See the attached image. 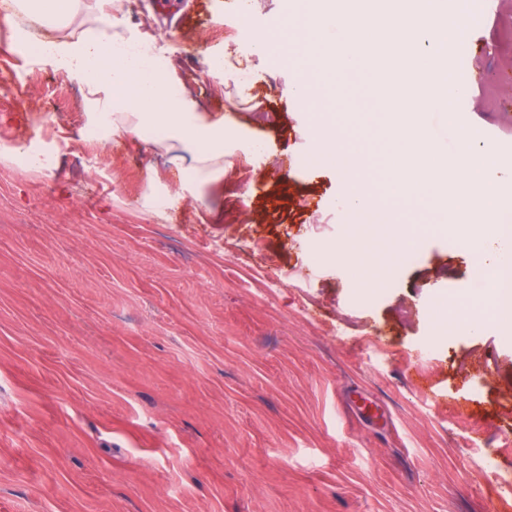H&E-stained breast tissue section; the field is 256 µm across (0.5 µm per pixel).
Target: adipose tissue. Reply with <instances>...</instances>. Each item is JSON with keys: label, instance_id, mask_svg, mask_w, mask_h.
Wrapping results in <instances>:
<instances>
[{"label": "adipose tissue", "instance_id": "obj_1", "mask_svg": "<svg viewBox=\"0 0 512 512\" xmlns=\"http://www.w3.org/2000/svg\"><path fill=\"white\" fill-rule=\"evenodd\" d=\"M96 11L93 30L63 34L41 46V63L86 78L95 110L113 118V136H137L145 126L162 125L168 131L162 150L177 162L191 158L194 188L219 182L223 123L211 120L173 74L161 73L156 36L128 29L119 0H96Z\"/></svg>", "mask_w": 512, "mask_h": 512}]
</instances>
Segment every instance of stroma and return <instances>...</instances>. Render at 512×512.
Returning a JSON list of instances; mask_svg holds the SVG:
<instances>
[{
    "instance_id": "1",
    "label": "stroma",
    "mask_w": 512,
    "mask_h": 512,
    "mask_svg": "<svg viewBox=\"0 0 512 512\" xmlns=\"http://www.w3.org/2000/svg\"><path fill=\"white\" fill-rule=\"evenodd\" d=\"M159 2L126 25L164 34L236 134L201 202L153 143L85 142L86 94L16 54L0 7V135L77 148L49 171L0 157V512H512V335L442 209L388 195L355 95L297 97L323 84L297 0ZM476 9L454 52L468 90L426 132L458 155L463 122L512 157V0ZM326 125L352 179L318 155ZM362 187L418 254L386 283L348 241Z\"/></svg>"
}]
</instances>
